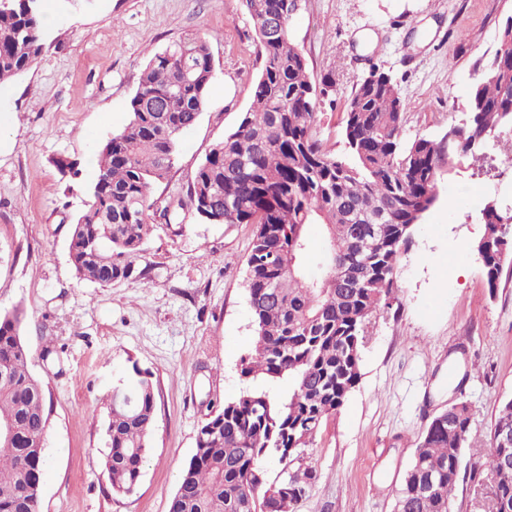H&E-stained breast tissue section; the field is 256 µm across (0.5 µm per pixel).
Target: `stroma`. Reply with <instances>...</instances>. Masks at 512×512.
<instances>
[{"mask_svg": "<svg viewBox=\"0 0 512 512\" xmlns=\"http://www.w3.org/2000/svg\"><path fill=\"white\" fill-rule=\"evenodd\" d=\"M42 12L41 55L0 86L10 122L0 131V312H24L30 368L46 392L41 512H168L208 407L246 387L255 227L203 224L185 210L175 234L159 213L247 110L260 69L254 24L242 0H43ZM511 16L512 0H298L288 34L310 77L333 82L318 108L327 150L344 155L346 100L375 68L400 91L403 140H441L465 118L478 61L494 53ZM195 35L209 41L216 78L175 165L152 187L146 277L82 279L70 225L96 179L97 152L126 122L150 58ZM507 141L511 125L477 160L440 169L438 199L401 253L398 289L371 318L359 382L297 451L295 466L316 478L293 512H393L423 431L457 395L472 409L463 469L480 459L512 399V252L491 289L475 250L483 206L512 209ZM60 159L75 171L61 172ZM134 364L153 374L158 415L134 492L117 496L102 399Z\"/></svg>", "mask_w": 512, "mask_h": 512, "instance_id": "1", "label": "stroma"}]
</instances>
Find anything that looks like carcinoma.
Wrapping results in <instances>:
<instances>
[{
    "instance_id": "1",
    "label": "carcinoma",
    "mask_w": 512,
    "mask_h": 512,
    "mask_svg": "<svg viewBox=\"0 0 512 512\" xmlns=\"http://www.w3.org/2000/svg\"><path fill=\"white\" fill-rule=\"evenodd\" d=\"M253 20L263 60L249 107L198 165L187 197L195 217L210 223L253 224L247 258L249 306L255 328L241 376L262 383L211 409L197 432L169 512H291L305 493L308 472L279 479L285 491L272 502L267 459L285 467L323 423L344 405L361 377L366 326L398 288V260L412 227L438 197L437 161L479 158L499 127L512 125V16L499 46L482 65L469 95V118L448 128L444 146L424 137L403 141L404 105L392 77L373 70L348 97L347 153L333 156L317 135L319 95L331 87L313 81L288 28L268 23L284 0H242ZM41 3L0 0V82L10 81L40 55ZM191 68L188 80L182 69ZM215 70L208 40L173 42L154 54L130 100L126 124L105 140L85 209L70 228L76 273L108 285L145 277L140 262L152 231L146 221L153 184L173 168L181 134L203 111ZM485 232L477 244L493 289L512 241L499 226L512 213L483 208ZM325 229L324 275L310 281L307 230ZM375 227L374 248L355 259L353 229ZM23 311L0 313V512H41L49 418L41 381L30 370L22 336ZM288 383L275 394L269 386ZM152 374L132 364L107 398L104 465L112 493L131 494L142 474L158 409ZM472 413L448 402L424 430L397 490L394 512H449V494L461 471V449ZM512 400L504 402L486 443L483 462L469 471L494 488L489 512H512Z\"/></svg>"
}]
</instances>
